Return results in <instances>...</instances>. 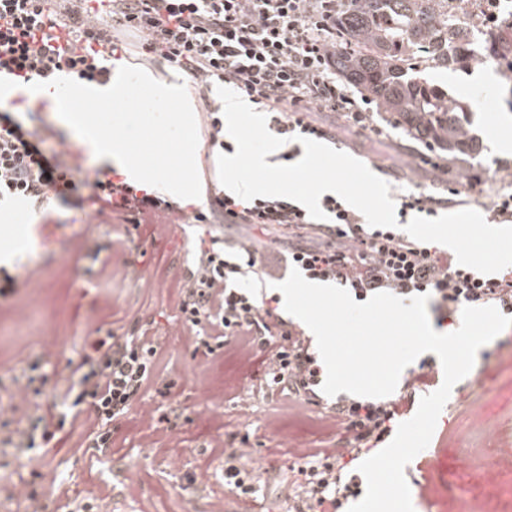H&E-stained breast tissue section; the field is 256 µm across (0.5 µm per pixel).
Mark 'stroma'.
I'll use <instances>...</instances> for the list:
<instances>
[{
	"mask_svg": "<svg viewBox=\"0 0 512 512\" xmlns=\"http://www.w3.org/2000/svg\"><path fill=\"white\" fill-rule=\"evenodd\" d=\"M436 82L469 106L470 130L479 149L457 154L447 170L427 161L429 147L388 126L385 112L375 113L382 136L348 131L344 121L324 114L341 139L337 150L378 170L379 153L391 156L385 175L389 196L398 199L412 191L447 196L470 175L481 178L474 192L449 204V211L478 210L494 222L493 201L512 172V83L501 70L473 62L451 72L434 73ZM423 154L411 163L412 153ZM49 216L21 205L0 212V265L17 279L14 294L0 298V402L22 377L23 369L38 363L45 382L39 393L20 403L23 423L47 416L56 379L68 364L78 362L86 337L112 332L119 337L149 332L161 351L159 374L142 393L140 406L155 408L151 424H143L138 408L112 425V448L99 452L82 431L60 433L43 465L0 445V512H25L16 486L35 494L42 512H66L67 500L92 502L98 491L109 492L110 512H209L215 492L224 494V512H291L280 497L276 480H268L256 501L245 503L226 492L216 473L202 472L216 448L248 445L251 464L262 469H285L295 458L276 445L268 429L273 414L283 426L311 448H332L339 434L325 424L322 407L308 406L303 417L280 410L276 396L257 394L263 376L260 357L244 360L232 346L208 355L198 350L176 303L188 269L201 246L212 238L232 235L233 227L200 224L192 215L164 228L119 223L111 211H83L51 203ZM54 224L53 237L16 238L18 224ZM493 382H485L484 373ZM494 412V429L484 438L488 451L501 456L505 476L512 478V341L498 335L481 347L472 370L452 389L426 449L405 468L414 512H490L503 505L512 512V489L501 487L499 497L469 489L447 448L470 443L467 422L481 407ZM179 456L178 464L168 461ZM67 486L58 491L49 473Z\"/></svg>",
	"mask_w": 512,
	"mask_h": 512,
	"instance_id": "1",
	"label": "stroma"
}]
</instances>
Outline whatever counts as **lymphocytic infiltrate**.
<instances>
[{
	"instance_id": "obj_1",
	"label": "lymphocytic infiltrate",
	"mask_w": 512,
	"mask_h": 512,
	"mask_svg": "<svg viewBox=\"0 0 512 512\" xmlns=\"http://www.w3.org/2000/svg\"><path fill=\"white\" fill-rule=\"evenodd\" d=\"M46 0H0V18L9 28L0 35V67L38 74L40 67L68 68L76 79L104 75L105 55L126 57L128 38L150 59L185 71L200 98L214 83L236 89L264 112L267 125L285 138L278 163L293 160L298 137L335 141L336 132L318 122L319 112L344 116L349 127L373 130L367 96L357 95L336 75L334 53L341 36L336 19L351 0H108L106 29L98 37L106 52L81 47L76 53L36 48L42 25L65 28L67 20L90 25L89 0H67L64 11L45 9ZM41 132L0 112V203L23 200L41 209L52 201L83 208L81 186L89 172L67 152H46ZM63 190H55L56 181ZM101 201L127 224H172L185 209L177 201L135 187L101 172ZM327 214L320 222L300 204L285 198L246 201L221 190L210 193L209 212L200 223L222 221L236 226L233 238L212 240L201 249L183 284L178 310L187 327L205 326L215 347L235 341L247 358L261 356L264 380L259 389L279 395L289 408L312 404L321 396L323 368L299 324L275 314L264 292L274 273L261 260L263 233L282 246L285 269H298L310 281L337 284L355 301L378 292L407 299L429 295L437 324L460 315L467 306H495L512 317V269L484 275L455 263L451 254L413 239L399 228L369 226L364 216L337 195H324ZM158 344L148 336L88 337L80 363L60 375L62 387L52 402V422L42 430L9 434L8 444L25 454L49 451L57 433L80 418L90 421L94 444L112 445V425L125 417L154 376ZM429 363L406 378L403 394L390 400L338 396L331 409L336 428L348 436L346 446L317 448L289 471L281 490L296 499L300 512H344L361 493L355 466L360 455L381 447L397 417L409 411L417 393L433 384ZM251 451L236 448L224 456V486L242 501L255 498L261 475L250 468Z\"/></svg>"
}]
</instances>
